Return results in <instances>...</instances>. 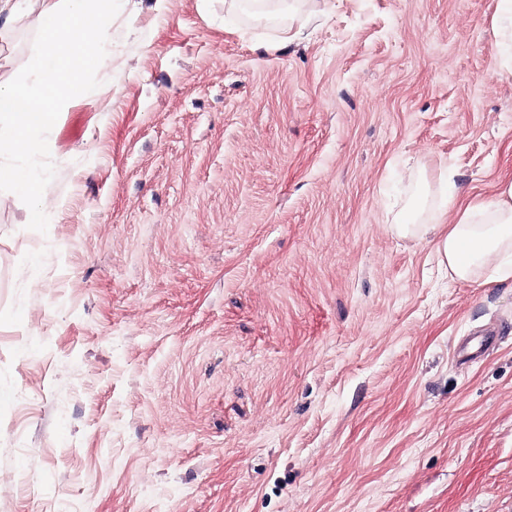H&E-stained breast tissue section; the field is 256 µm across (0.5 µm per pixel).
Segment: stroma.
Masks as SVG:
<instances>
[{
	"mask_svg": "<svg viewBox=\"0 0 512 512\" xmlns=\"http://www.w3.org/2000/svg\"><path fill=\"white\" fill-rule=\"evenodd\" d=\"M287 4L118 0L0 181V512H512V280L391 225L512 175L497 0ZM2 175L9 180L19 193L31 201L32 208L30 210L29 223H43L44 212L41 201L45 195V190L42 178L27 168L2 166V162H0V178H2Z\"/></svg>",
	"mask_w": 512,
	"mask_h": 512,
	"instance_id": "obj_1",
	"label": "stroma"
}]
</instances>
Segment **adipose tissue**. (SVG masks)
<instances>
[{"label":"adipose tissue","mask_w":512,"mask_h":512,"mask_svg":"<svg viewBox=\"0 0 512 512\" xmlns=\"http://www.w3.org/2000/svg\"><path fill=\"white\" fill-rule=\"evenodd\" d=\"M115 0H0V13L16 18L39 7L48 56L38 63L35 83L0 81V154L28 157L44 149L43 135L72 98L84 95L74 66L106 50ZM0 173L31 203L29 221L42 223V178L27 168L6 166ZM421 203H409L393 220L403 236L433 234L450 277L468 282L512 279V177L498 180L490 198L457 199L419 187Z\"/></svg>","instance_id":"obj_1"}]
</instances>
